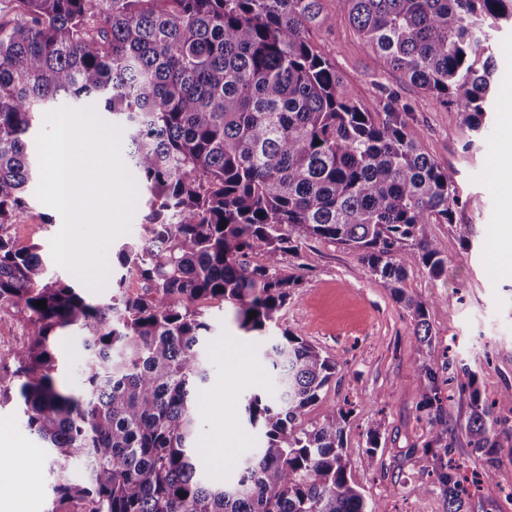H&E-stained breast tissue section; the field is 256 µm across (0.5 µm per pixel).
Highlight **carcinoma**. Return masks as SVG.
<instances>
[{
  "mask_svg": "<svg viewBox=\"0 0 512 512\" xmlns=\"http://www.w3.org/2000/svg\"><path fill=\"white\" fill-rule=\"evenodd\" d=\"M0 22V310L28 342L0 367V406L21 405L50 459L52 512H381L348 473L350 412L306 422L345 361L287 329L265 352L278 391L252 394L245 422L264 446L232 464V484L198 467V398L207 379L203 305L217 300L247 333L279 325L302 279L283 268L301 244L354 253L431 346L434 297L410 295L408 268L432 278L448 259L427 235L459 204L454 173L429 155L411 105L385 90L370 109L308 39L321 0H10ZM382 71H399L477 131L494 73L487 17L512 0H337ZM95 97L127 144L148 194L126 273L104 304L53 281L37 247L8 233L37 175L28 132L61 99ZM227 225H222V222ZM142 283L126 291L127 278ZM46 301V308L35 302ZM76 329L87 351L82 391L60 390L55 346ZM432 358L418 409L448 512L467 490L442 446L446 409ZM499 421L470 393L467 431L491 455Z\"/></svg>",
  "mask_w": 512,
  "mask_h": 512,
  "instance_id": "1",
  "label": "carcinoma"
}]
</instances>
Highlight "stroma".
<instances>
[{
  "label": "stroma",
  "mask_w": 512,
  "mask_h": 512,
  "mask_svg": "<svg viewBox=\"0 0 512 512\" xmlns=\"http://www.w3.org/2000/svg\"><path fill=\"white\" fill-rule=\"evenodd\" d=\"M328 21L310 31L315 49L336 68L344 93L372 106L381 86L395 89L412 107V123L422 131L433 159L453 169L460 202L452 223L433 224L428 234L448 259L444 276L409 268V294L436 297L428 315L431 346L413 334L412 319L382 280L342 246L310 241L301 248L303 283L282 311V327L293 331L346 364L306 417L321 418L325 407L349 410L344 439L349 471L365 498L382 512H448V498L426 455L427 425L416 409L418 366L428 351L447 356L450 382L444 387L448 430L444 442L461 476L473 479L464 512H512V403L501 393L512 387V269L503 254L512 245V26L492 25L490 43L495 72L484 128L472 131L455 107H442L396 71L383 72L371 47L355 32L337 0H322ZM9 233L17 245L38 244L51 278L76 284V277L52 260L50 241L58 233L60 213L29 197ZM210 332L203 343L208 377L203 414L195 444L203 469L232 477L219 467L209 446L226 429L239 438L232 458L253 453L262 436L242 424V401L254 392L275 393L274 375L264 353L272 335L239 329L223 303L205 306ZM241 350L240 361H226V349ZM493 404L502 421L497 431L496 462L469 444L467 420L471 389ZM378 428L381 442L368 455L365 432ZM19 478L16 494L25 512L53 508L50 461L37 439L21 424L13 406L0 408V481Z\"/></svg>",
  "instance_id": "1"
}]
</instances>
